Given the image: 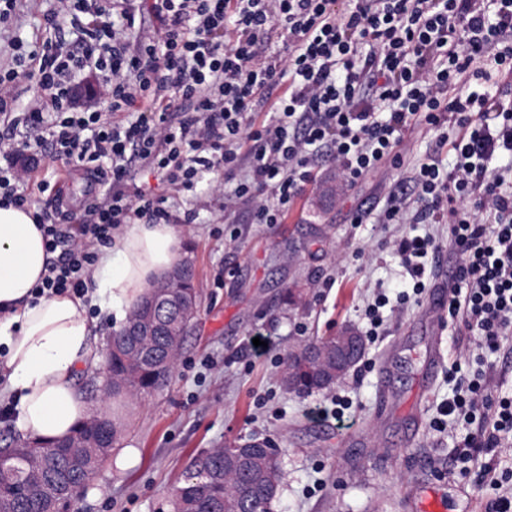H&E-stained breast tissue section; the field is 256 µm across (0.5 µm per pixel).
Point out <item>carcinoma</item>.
<instances>
[{
  "instance_id": "carcinoma-1",
  "label": "carcinoma",
  "mask_w": 512,
  "mask_h": 512,
  "mask_svg": "<svg viewBox=\"0 0 512 512\" xmlns=\"http://www.w3.org/2000/svg\"><path fill=\"white\" fill-rule=\"evenodd\" d=\"M168 280L177 295L198 308V291L190 264H178ZM179 306L145 300L125 327L112 333V403L122 408L132 398L159 390L173 371L165 362L181 349L185 335L172 332ZM336 353V336H312L285 358L283 385L297 380L295 392L309 394L326 386ZM26 448L0 468V512H41L44 494L53 489L75 495L88 471L102 462L82 446ZM283 478L279 451L229 444L192 458L185 479L173 491L175 512H263L279 495Z\"/></svg>"
}]
</instances>
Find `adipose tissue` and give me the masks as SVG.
Masks as SVG:
<instances>
[{"instance_id": "adipose-tissue-1", "label": "adipose tissue", "mask_w": 512, "mask_h": 512, "mask_svg": "<svg viewBox=\"0 0 512 512\" xmlns=\"http://www.w3.org/2000/svg\"><path fill=\"white\" fill-rule=\"evenodd\" d=\"M180 258L176 225L126 224L101 247L85 297H38L47 256L35 211L0 201V371L8 380L0 394L21 432L49 445L74 435L91 414L76 375L103 360L91 308L122 329Z\"/></svg>"}]
</instances>
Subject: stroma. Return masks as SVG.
Instances as JSON below:
<instances>
[{"label":"stroma","instance_id":"obj_1","mask_svg":"<svg viewBox=\"0 0 512 512\" xmlns=\"http://www.w3.org/2000/svg\"><path fill=\"white\" fill-rule=\"evenodd\" d=\"M53 0H17L16 16L0 24V69L10 67L14 37L41 35ZM436 131L417 127L406 137L400 167L345 186L330 162L296 198L279 224L251 223L247 210L225 217L223 200L196 188L172 192L139 171L137 183L165 197L182 225L183 259L200 293L196 318L164 389L127 406L122 445L134 448L125 469L102 462L73 500L70 512H173L171 491L197 453L258 437L282 452L284 480L270 512H422L441 501L447 512H487L491 490L477 481L483 462L461 466L459 434L436 420L456 361L469 358V340L445 327L434 340L426 303L385 312L381 336H368L365 309L377 294L399 291L411 279L392 240L431 235L443 265L455 266L443 224H354L359 205L384 208L389 192L430 156ZM39 170L52 172L62 195L80 202L90 188L83 173L36 149ZM301 295L291 303L289 293ZM365 333L363 359L331 389L309 395L280 382L286 353L311 336L344 325ZM272 345L250 347L255 332ZM440 351L442 364L426 378L424 363ZM348 401L344 423L324 416L334 398Z\"/></svg>","mask_w":512,"mask_h":512}]
</instances>
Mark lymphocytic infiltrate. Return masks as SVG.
Returning a JSON list of instances; mask_svg holds the SVG:
<instances>
[{
    "instance_id": "lymphocytic-infiltrate-1",
    "label": "lymphocytic infiltrate",
    "mask_w": 512,
    "mask_h": 512,
    "mask_svg": "<svg viewBox=\"0 0 512 512\" xmlns=\"http://www.w3.org/2000/svg\"><path fill=\"white\" fill-rule=\"evenodd\" d=\"M158 34L130 44L138 0H55L43 37L14 41L0 73V117L24 144L87 170L104 191L81 216L42 222L50 258L35 295L84 297L97 246L124 224H165L163 198L137 184L143 171L173 192L205 183L225 212L250 205L255 224H277L311 184L320 160L355 185L396 162L405 133L424 125L449 147L453 168L427 159L397 186L384 221L444 224L458 261L448 315L474 349L495 354L512 340V185L490 171L512 152V111L465 89L468 72L512 74V0H153ZM72 33L67 46L63 33ZM97 72L98 111L75 88ZM36 100L18 108L21 80ZM268 108L270 116L256 121ZM457 129L444 134L445 125ZM422 295L434 238L393 244ZM442 415L464 421V448L487 454L482 479L498 487L488 512H512V396L493 397L480 377L459 375Z\"/></svg>"
}]
</instances>
